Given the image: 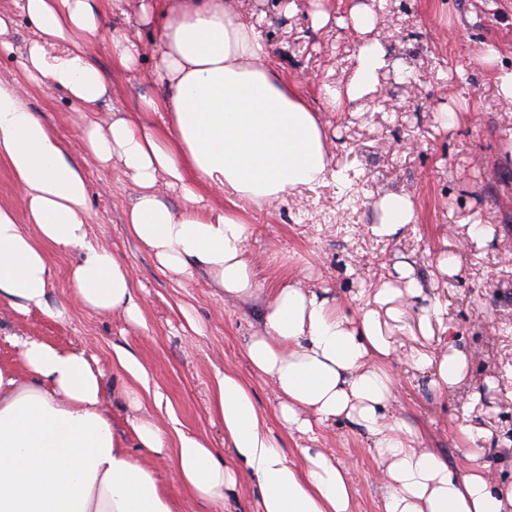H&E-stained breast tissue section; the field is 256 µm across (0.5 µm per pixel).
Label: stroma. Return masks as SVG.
I'll return each instance as SVG.
<instances>
[{
	"instance_id": "obj_1",
	"label": "stroma",
	"mask_w": 512,
	"mask_h": 512,
	"mask_svg": "<svg viewBox=\"0 0 512 512\" xmlns=\"http://www.w3.org/2000/svg\"><path fill=\"white\" fill-rule=\"evenodd\" d=\"M141 3L112 0L103 11L93 60L108 85L94 111L36 86L27 102L69 142L82 165L89 184V239L130 270L143 321L132 323L120 310L71 304L69 271L81 253L49 247L50 302L66 312L57 318L0 304V362L18 360L8 340L13 333L84 349L103 373V399L117 433L131 438V420L150 414L164 421L168 447H175L178 432L198 434L232 467L237 461L224 444L212 382L215 372L233 371L251 387L272 434L297 462L308 439L282 428L271 384L253 373L246 357L245 341L261 327L262 303L276 288L297 282L326 291L353 315L387 282L401 291L394 303L399 318L389 324L396 346L392 413L415 431L418 447L435 451L456 474L480 461L493 485H511L512 106L501 100L495 75L512 69V0H237V12L270 46L283 78L317 111L332 167L348 169L352 179L343 189L331 182L270 203H244L247 248L260 288L254 303L225 301L203 270L162 271L125 222L138 186L118 179L83 149L80 131L89 122L105 125L132 113L145 126H162L159 114L139 109L143 100L165 93L152 76L161 22L143 21ZM357 5L375 11L373 35L388 66L374 91L335 110L325 104L322 88L344 85L353 71L361 39L343 21ZM317 8L330 16L319 29L311 23ZM14 21L13 51L0 53L2 81L22 79L20 59L35 36L22 13ZM116 31L140 48L134 70H119L112 61L107 43ZM487 44L497 52L491 63L481 59ZM448 109L459 114L450 128L439 120ZM387 192L411 195L417 208L416 223L392 239L370 231L378 219L376 204ZM472 224L488 226L486 245L470 241ZM449 254L460 260L453 275L438 267ZM402 266L413 268L421 297L405 294L406 283L397 277ZM428 299L440 302L442 314L424 334L418 318ZM118 347L141 360L161 402L147 396L132 403L133 383L113 362ZM451 347L465 355L467 376L441 392L431 369L413 359L437 358ZM476 429L483 437L469 442L468 431ZM316 436L318 447L349 468L356 512H381L386 488L372 437L344 419L318 427ZM139 460L157 472L179 512H213L187 494L161 459L143 452Z\"/></svg>"
}]
</instances>
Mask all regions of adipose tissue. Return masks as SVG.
Listing matches in <instances>:
<instances>
[{"instance_id": "ef3b65f1", "label": "adipose tissue", "mask_w": 512, "mask_h": 512, "mask_svg": "<svg viewBox=\"0 0 512 512\" xmlns=\"http://www.w3.org/2000/svg\"><path fill=\"white\" fill-rule=\"evenodd\" d=\"M21 10L36 33L20 60L28 79L94 110L107 89L106 75L92 60L101 17L94 0H21ZM350 26L362 42L345 86L325 89L335 109L368 94L387 65L371 36L373 10L353 11ZM159 45L155 74L166 95L146 100L143 109L167 113L172 134L120 116L105 127L84 126V149L100 165L118 164L139 187L126 222L163 270L201 269L225 297L254 299L248 226L234 208L204 205L202 188L261 203L316 189L330 177L342 184L346 177L330 169L314 108L273 67L269 47L232 0H179L164 15ZM26 93L22 82L0 81V160L14 174L26 214L21 221L0 206V303L62 316L48 303V244L61 253L82 252L70 272L78 305L120 309L141 323L129 271L88 240L83 168L29 108ZM162 179L180 190L181 210L158 197ZM377 209L373 231L380 237H395L416 221L406 193L384 194ZM28 223L33 232L25 231ZM394 296L382 285L373 306L351 317L298 285L276 290L245 350L256 375L274 387L281 424L311 435L343 418L370 434L383 464V512H512V486L491 485L478 466L455 475L438 454L417 448L412 430L391 414L394 347L381 310ZM10 341L18 361L0 363V512H175L160 479L116 434L103 405L101 374L86 352L32 336ZM213 393L238 468L197 435L179 433L176 446L167 447L155 417L131 424L138 447L171 461L194 498L223 512L242 468L259 487L258 512H354L347 468L320 448H301L303 466L291 462L243 379L217 373Z\"/></svg>"}]
</instances>
